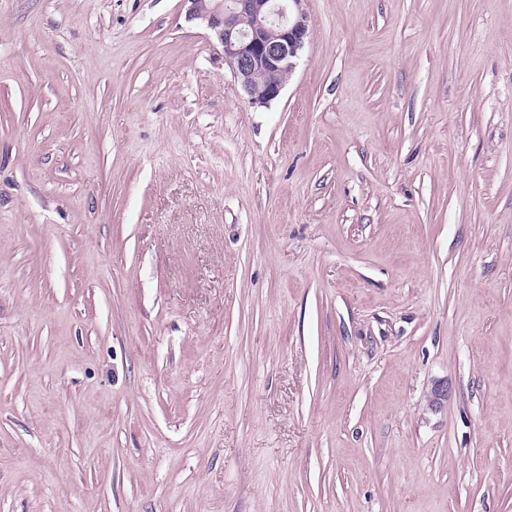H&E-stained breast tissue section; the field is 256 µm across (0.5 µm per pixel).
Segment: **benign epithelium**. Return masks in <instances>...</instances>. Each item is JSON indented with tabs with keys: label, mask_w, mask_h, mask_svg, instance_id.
<instances>
[{
	"label": "benign epithelium",
	"mask_w": 512,
	"mask_h": 512,
	"mask_svg": "<svg viewBox=\"0 0 512 512\" xmlns=\"http://www.w3.org/2000/svg\"><path fill=\"white\" fill-rule=\"evenodd\" d=\"M187 20L205 27L224 65L248 100L266 106L284 89L286 76L310 38L303 0H182ZM263 80H257V76Z\"/></svg>",
	"instance_id": "obj_1"
}]
</instances>
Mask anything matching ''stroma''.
I'll list each match as a JSON object with an SVG mask.
<instances>
[{
  "label": "stroma",
  "mask_w": 512,
  "mask_h": 512,
  "mask_svg": "<svg viewBox=\"0 0 512 512\" xmlns=\"http://www.w3.org/2000/svg\"><path fill=\"white\" fill-rule=\"evenodd\" d=\"M302 7L0 0V512H512V0ZM303 1L182 0L187 20L210 32L248 100L262 106L280 96L310 38Z\"/></svg>",
  "instance_id": "stroma-1"
}]
</instances>
